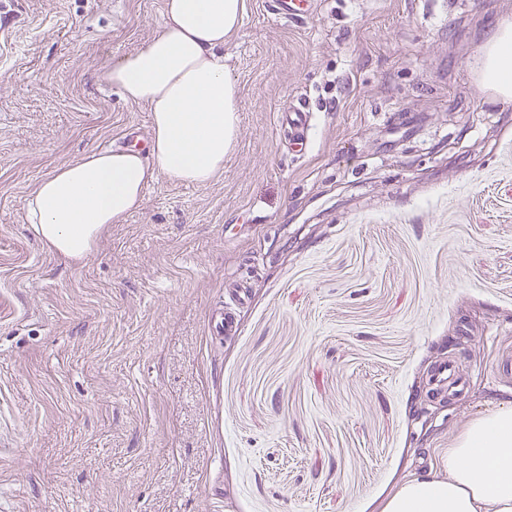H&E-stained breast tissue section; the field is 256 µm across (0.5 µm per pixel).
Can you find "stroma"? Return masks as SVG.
Instances as JSON below:
<instances>
[{
	"instance_id": "35a3bbf8",
	"label": "stroma",
	"mask_w": 512,
	"mask_h": 512,
	"mask_svg": "<svg viewBox=\"0 0 512 512\" xmlns=\"http://www.w3.org/2000/svg\"><path fill=\"white\" fill-rule=\"evenodd\" d=\"M247 0L228 47L238 145L205 187L158 177L65 260L26 219L58 165L149 140L102 78L163 0H0V506L381 512L512 401V103L472 70L512 0ZM312 115L295 154L277 117ZM250 280L239 332L211 335ZM468 331V395L412 418ZM308 0H270L265 2V7L271 13L282 19L295 21L305 13ZM232 288L228 298L225 296L224 305L216 309L210 317L209 327L214 336L230 335L235 331L231 313L247 298L246 282L243 279H237L233 282Z\"/></svg>"
}]
</instances>
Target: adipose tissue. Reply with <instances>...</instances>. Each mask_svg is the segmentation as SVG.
<instances>
[{
  "mask_svg": "<svg viewBox=\"0 0 512 512\" xmlns=\"http://www.w3.org/2000/svg\"><path fill=\"white\" fill-rule=\"evenodd\" d=\"M246 0H164L159 34L114 62L104 81L152 114L147 151H91L57 166L26 202L27 218L54 254L77 260L102 228L139 208L158 176L209 185L224 170L238 131L237 87L224 49ZM480 84L512 102V26L482 53ZM381 512H512V402L474 418L448 450L442 475L413 478Z\"/></svg>",
  "mask_w": 512,
  "mask_h": 512,
  "instance_id": "ef3b65f1",
  "label": "adipose tissue"
}]
</instances>
